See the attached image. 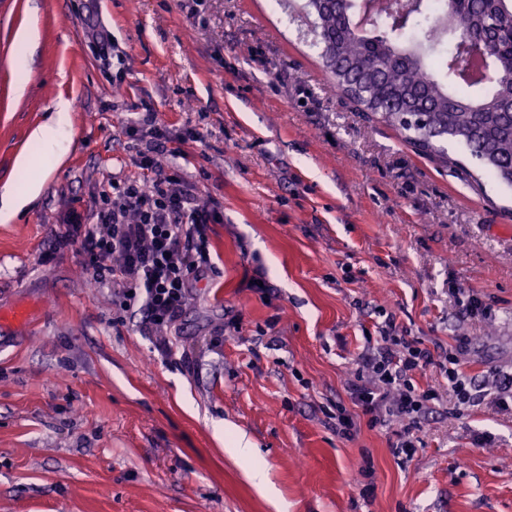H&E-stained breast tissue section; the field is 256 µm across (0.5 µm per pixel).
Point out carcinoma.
I'll return each instance as SVG.
<instances>
[{
    "label": "carcinoma",
    "mask_w": 512,
    "mask_h": 512,
    "mask_svg": "<svg viewBox=\"0 0 512 512\" xmlns=\"http://www.w3.org/2000/svg\"><path fill=\"white\" fill-rule=\"evenodd\" d=\"M333 90L396 127L420 153L453 163L454 140L512 187V0H304ZM479 53L493 82L457 67Z\"/></svg>",
    "instance_id": "1"
}]
</instances>
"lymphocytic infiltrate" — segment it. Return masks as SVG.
Wrapping results in <instances>:
<instances>
[{
	"label": "lymphocytic infiltrate",
	"instance_id": "1",
	"mask_svg": "<svg viewBox=\"0 0 512 512\" xmlns=\"http://www.w3.org/2000/svg\"><path fill=\"white\" fill-rule=\"evenodd\" d=\"M129 131L136 142L138 175L113 180L92 217L71 212L68 240L95 283L117 289L122 305L140 307L149 328L166 332L181 316L193 281L214 267L206 229L219 217L177 167L160 163L169 152L168 137L155 112L143 113ZM431 362L430 349L398 334L389 320L376 345L358 360L349 385L362 412L375 422L400 427L394 451L408 458L422 445L411 425L439 397L436 389L415 381Z\"/></svg>",
	"mask_w": 512,
	"mask_h": 512
}]
</instances>
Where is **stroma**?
Instances as JSON below:
<instances>
[{
  "label": "stroma",
  "instance_id": "obj_1",
  "mask_svg": "<svg viewBox=\"0 0 512 512\" xmlns=\"http://www.w3.org/2000/svg\"><path fill=\"white\" fill-rule=\"evenodd\" d=\"M310 40L277 0H0V185L58 102L72 133L0 222V512H512V411L493 398L512 371V189L463 146L443 167L328 92ZM148 106L181 141L165 164L222 215L216 271L189 289L168 356L74 248L41 260L68 212L137 175L128 125ZM388 314L434 350L420 385L452 347L486 392L433 406L410 458L348 393ZM239 433L254 459L232 450ZM33 34L25 30L20 32L15 41L13 69L17 78V88L22 90L29 80V56ZM448 293L462 306L465 314L468 316L476 317L483 315L484 308L482 307V301L477 294H466L465 290L460 288L456 282H449Z\"/></svg>",
  "mask_w": 512,
  "mask_h": 512
}]
</instances>
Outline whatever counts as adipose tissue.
I'll use <instances>...</instances> for the list:
<instances>
[{
    "label": "adipose tissue",
    "mask_w": 512,
    "mask_h": 512,
    "mask_svg": "<svg viewBox=\"0 0 512 512\" xmlns=\"http://www.w3.org/2000/svg\"><path fill=\"white\" fill-rule=\"evenodd\" d=\"M68 103H59L50 123L39 128L34 134L36 156L27 157L23 163L25 180L23 184H9L0 190V216H15L40 193L47 169L45 160L64 154L71 142L68 119Z\"/></svg>",
    "instance_id": "adipose-tissue-1"
}]
</instances>
